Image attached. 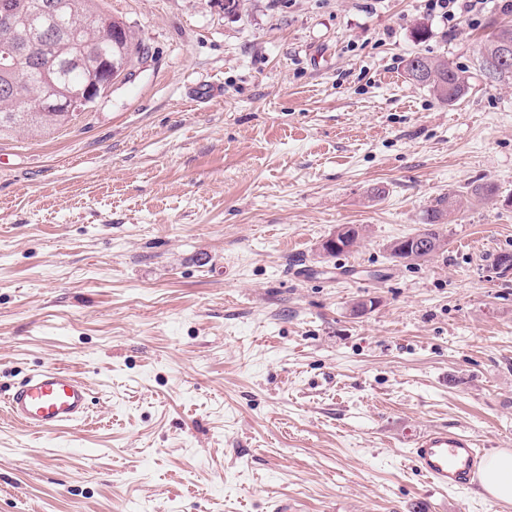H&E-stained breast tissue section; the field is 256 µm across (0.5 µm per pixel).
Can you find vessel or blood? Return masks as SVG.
<instances>
[{
  "label": "vessel or blood",
  "instance_id": "1",
  "mask_svg": "<svg viewBox=\"0 0 512 512\" xmlns=\"http://www.w3.org/2000/svg\"><path fill=\"white\" fill-rule=\"evenodd\" d=\"M88 388L74 373L49 367L28 376L7 397L11 416L27 428L62 430L85 417ZM410 456L416 470L436 487L471 488L480 478L484 451L467 431L432 427L413 440Z\"/></svg>",
  "mask_w": 512,
  "mask_h": 512
}]
</instances>
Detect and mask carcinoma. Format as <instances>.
I'll return each instance as SVG.
<instances>
[{"mask_svg": "<svg viewBox=\"0 0 512 512\" xmlns=\"http://www.w3.org/2000/svg\"><path fill=\"white\" fill-rule=\"evenodd\" d=\"M56 6V29L51 36L42 33L43 5ZM16 16L0 18V60L4 55L22 54L50 60L51 71L35 66L29 70L0 67V132L15 130L47 131L70 120L73 113L58 106L68 97L90 92L100 82L98 70L90 61L118 59L133 69L144 59L140 44L122 22L112 24V40L102 41L85 25L88 18L102 13L100 0H14ZM512 44V24L501 25L479 52L476 71L490 85H512V62L499 60L500 45ZM408 78L427 87L441 102L453 104L466 96L472 86L468 71L452 66L443 58L415 55L405 64ZM462 199L440 197L428 209L423 224L414 234L427 246L425 257L447 245L442 225L452 223Z\"/></svg>", "mask_w": 512, "mask_h": 512, "instance_id": "obj_1", "label": "carcinoma"}]
</instances>
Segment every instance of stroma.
<instances>
[{
  "label": "stroma",
  "mask_w": 512,
  "mask_h": 512,
  "mask_svg": "<svg viewBox=\"0 0 512 512\" xmlns=\"http://www.w3.org/2000/svg\"><path fill=\"white\" fill-rule=\"evenodd\" d=\"M148 58L66 125L0 136V512H484L415 469L430 426L512 449V86L453 105L512 12L422 0H102ZM424 25V37L414 29ZM210 85L199 98L197 84ZM443 252L388 246L448 193ZM363 237L323 255L338 226ZM74 372V429L3 405ZM427 11L455 28L463 19L473 18L483 12L488 0H424ZM405 71L412 82L427 87L446 104L457 102L472 88L473 77L468 71L452 66L443 58L415 55L406 61ZM417 71L423 72L425 76L417 78Z\"/></svg>",
  "instance_id": "obj_1"
}]
</instances>
